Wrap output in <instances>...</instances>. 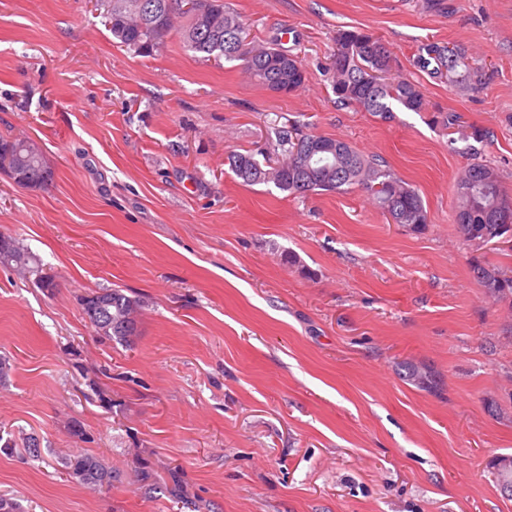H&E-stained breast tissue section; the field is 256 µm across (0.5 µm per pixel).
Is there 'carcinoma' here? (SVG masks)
Segmentation results:
<instances>
[{
  "label": "carcinoma",
  "mask_w": 512,
  "mask_h": 512,
  "mask_svg": "<svg viewBox=\"0 0 512 512\" xmlns=\"http://www.w3.org/2000/svg\"><path fill=\"white\" fill-rule=\"evenodd\" d=\"M103 9L109 31L121 46L133 54L149 58L166 45V38L177 37L182 47L204 61H239L241 68L258 86L277 93L285 87L294 92L306 80L299 56L283 49L274 38L250 47L251 57L242 58L239 47L249 36L241 17L224 3L212 0L210 13L196 15L183 11L178 0H97ZM464 49L429 45L419 58L422 67L435 74L448 75V81L473 91L483 85L484 74L466 62ZM393 59L382 39L363 30L336 32L335 49L327 68L337 100L364 112L389 118L398 109L421 112L426 101L419 87L403 77L391 75ZM276 158L263 161L249 151L227 157L231 171L248 185L271 184L290 196L305 197L319 192H339L356 186L396 224L414 230L428 223V213L416 189L400 179L377 159H369L349 143L306 133L300 128L275 131ZM321 145L336 146L329 160H308V152ZM13 167L23 183L41 186L52 172L39 147L26 137L0 140V169ZM512 215V198L507 196L497 174L486 164H471L457 182L454 221L462 237L477 244L502 238L496 213ZM0 259L28 267L29 258L20 249L0 244ZM472 278L485 293L512 308V269L475 261ZM138 301L119 290L105 289L84 300L83 310L95 329L120 342H128L137 332ZM408 380L429 392L438 390L439 381L430 372L411 365ZM70 474L81 484L96 489L112 479V471L93 455H79L65 461Z\"/></svg>",
  "instance_id": "carcinoma-1"
}]
</instances>
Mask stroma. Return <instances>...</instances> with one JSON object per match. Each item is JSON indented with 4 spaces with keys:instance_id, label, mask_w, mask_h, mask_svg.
Instances as JSON below:
<instances>
[{
    "instance_id": "stroma-1",
    "label": "stroma",
    "mask_w": 512,
    "mask_h": 512,
    "mask_svg": "<svg viewBox=\"0 0 512 512\" xmlns=\"http://www.w3.org/2000/svg\"><path fill=\"white\" fill-rule=\"evenodd\" d=\"M228 3L300 57L302 87L273 93L174 38L132 55L91 0H0V137L33 139L52 171L26 188L0 170V236L53 280L0 263V496L19 512H512L490 468L512 454V312L469 273L512 251L453 222L471 163L512 196V0ZM340 29L387 43L427 111L337 104ZM430 44L464 47L483 87L419 67ZM293 122L383 159L426 227L356 188L294 198L230 171ZM112 288L141 303L125 344L83 311ZM80 454L110 484L71 479ZM66 469L73 477L77 478L81 484L90 489L101 487L104 483L112 479V471L99 458L93 455H79L73 459L66 458Z\"/></svg>"
}]
</instances>
